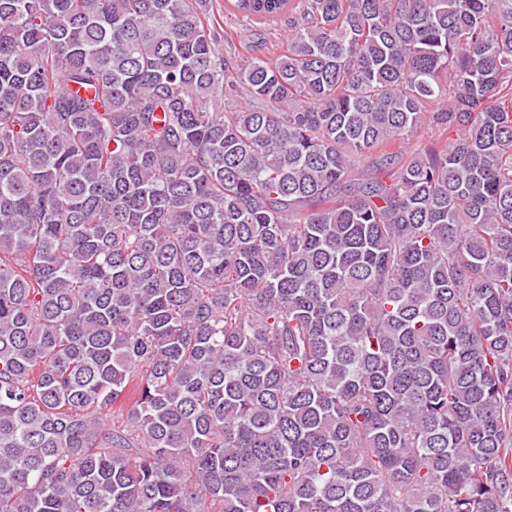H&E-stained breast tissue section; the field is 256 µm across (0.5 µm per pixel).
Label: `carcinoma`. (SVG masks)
Listing matches in <instances>:
<instances>
[{
	"label": "carcinoma",
	"instance_id": "carcinoma-1",
	"mask_svg": "<svg viewBox=\"0 0 512 512\" xmlns=\"http://www.w3.org/2000/svg\"><path fill=\"white\" fill-rule=\"evenodd\" d=\"M224 11L0 0V512H512V0ZM213 3L214 19L220 22L239 50H248L263 58H273L284 47V37L288 34V18L278 26L276 35H259L255 31L257 28L252 27L248 20L230 15L224 17V0H213ZM459 135V130L454 127H433L422 125L416 132L414 138L410 141L413 143H427L428 141L439 140L442 143L450 144Z\"/></svg>",
	"mask_w": 512,
	"mask_h": 512
}]
</instances>
